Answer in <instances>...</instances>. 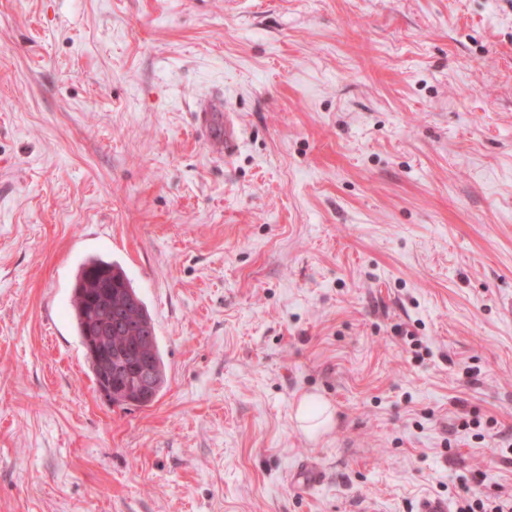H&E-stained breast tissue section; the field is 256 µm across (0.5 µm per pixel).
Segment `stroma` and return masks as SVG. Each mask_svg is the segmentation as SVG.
Masks as SVG:
<instances>
[{
	"mask_svg": "<svg viewBox=\"0 0 512 512\" xmlns=\"http://www.w3.org/2000/svg\"><path fill=\"white\" fill-rule=\"evenodd\" d=\"M91 256L154 320L152 406L93 382ZM466 487L512 496V0H0V512ZM313 404L318 408L314 409ZM333 413L329 406L311 396H304L295 409V419L307 433L317 434L332 423Z\"/></svg>",
	"mask_w": 512,
	"mask_h": 512,
	"instance_id": "stroma-1",
	"label": "stroma"
}]
</instances>
